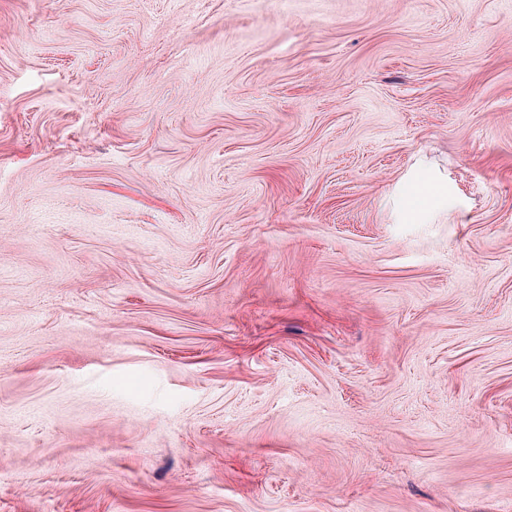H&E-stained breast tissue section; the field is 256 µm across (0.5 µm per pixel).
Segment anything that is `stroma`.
<instances>
[{"instance_id":"1","label":"stroma","mask_w":512,"mask_h":512,"mask_svg":"<svg viewBox=\"0 0 512 512\" xmlns=\"http://www.w3.org/2000/svg\"><path fill=\"white\" fill-rule=\"evenodd\" d=\"M0 512H512V0H0ZM447 198L445 186L426 174L417 176L405 189L403 206L409 220L421 218L425 213L444 206Z\"/></svg>"}]
</instances>
